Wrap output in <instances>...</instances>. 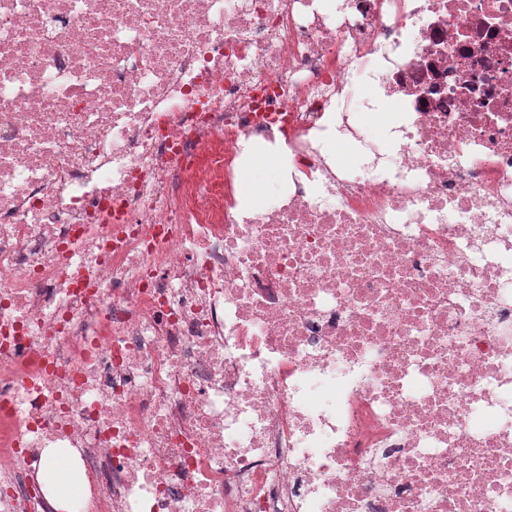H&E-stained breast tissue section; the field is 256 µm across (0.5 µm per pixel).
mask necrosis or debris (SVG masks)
Here are the masks:
<instances>
[{"mask_svg":"<svg viewBox=\"0 0 512 512\" xmlns=\"http://www.w3.org/2000/svg\"><path fill=\"white\" fill-rule=\"evenodd\" d=\"M45 448L81 512H512V0H0V512Z\"/></svg>","mask_w":512,"mask_h":512,"instance_id":"4bbe7bcc","label":"necrosis or debris"}]
</instances>
